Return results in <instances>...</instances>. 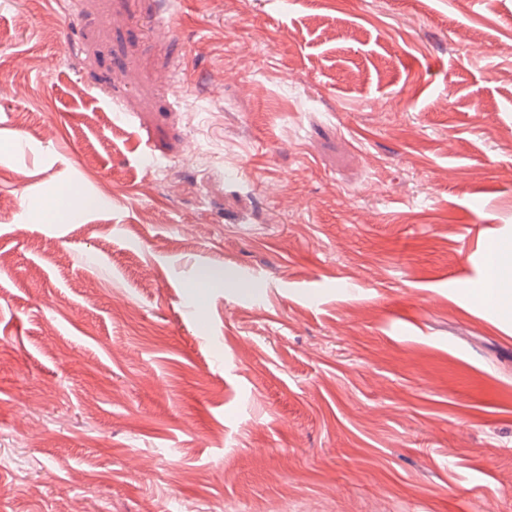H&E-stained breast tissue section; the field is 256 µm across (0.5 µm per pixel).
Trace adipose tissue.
<instances>
[{
	"label": "adipose tissue",
	"instance_id": "obj_1",
	"mask_svg": "<svg viewBox=\"0 0 512 512\" xmlns=\"http://www.w3.org/2000/svg\"><path fill=\"white\" fill-rule=\"evenodd\" d=\"M484 275L471 297L479 305L512 312V239H501L487 248Z\"/></svg>",
	"mask_w": 512,
	"mask_h": 512
}]
</instances>
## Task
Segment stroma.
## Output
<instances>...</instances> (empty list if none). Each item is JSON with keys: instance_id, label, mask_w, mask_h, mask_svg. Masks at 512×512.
<instances>
[{"instance_id": "stroma-1", "label": "stroma", "mask_w": 512, "mask_h": 512, "mask_svg": "<svg viewBox=\"0 0 512 512\" xmlns=\"http://www.w3.org/2000/svg\"><path fill=\"white\" fill-rule=\"evenodd\" d=\"M492 238L512 0H0V512H512Z\"/></svg>"}]
</instances>
